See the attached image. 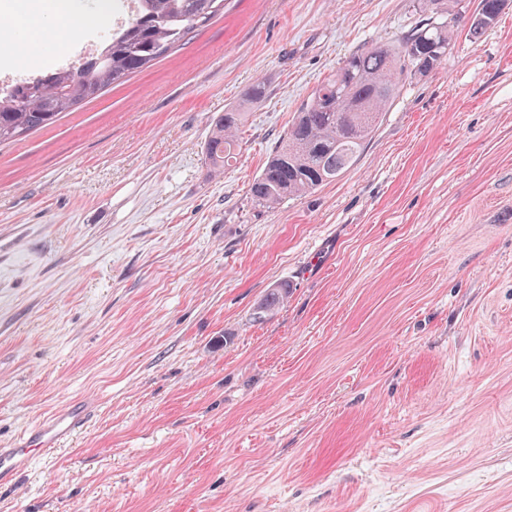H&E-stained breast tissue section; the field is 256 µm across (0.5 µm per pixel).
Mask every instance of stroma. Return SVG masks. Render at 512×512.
Masks as SVG:
<instances>
[{
  "mask_svg": "<svg viewBox=\"0 0 512 512\" xmlns=\"http://www.w3.org/2000/svg\"><path fill=\"white\" fill-rule=\"evenodd\" d=\"M419 2L226 0L0 145V446L97 405L0 484V512H512V0L475 38V0H453L446 61L342 177L274 209L249 194L312 90ZM33 35L0 82L96 30ZM231 107L241 151L217 176L204 143ZM288 288H291L288 282H278L274 284L268 290L262 302L256 307L254 318L256 320H263L273 315L288 299Z\"/></svg>",
  "mask_w": 512,
  "mask_h": 512,
  "instance_id": "obj_1",
  "label": "stroma"
}]
</instances>
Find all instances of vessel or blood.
Returning a JSON list of instances; mask_svg holds the SVG:
<instances>
[{
    "label": "vessel or blood",
    "instance_id": "1",
    "mask_svg": "<svg viewBox=\"0 0 512 512\" xmlns=\"http://www.w3.org/2000/svg\"><path fill=\"white\" fill-rule=\"evenodd\" d=\"M92 410V404L83 400L67 402L39 420L9 447L0 448V484L14 481L25 473L40 452L72 441L85 428Z\"/></svg>",
    "mask_w": 512,
    "mask_h": 512
}]
</instances>
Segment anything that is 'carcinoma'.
Listing matches in <instances>:
<instances>
[{
    "mask_svg": "<svg viewBox=\"0 0 512 512\" xmlns=\"http://www.w3.org/2000/svg\"><path fill=\"white\" fill-rule=\"evenodd\" d=\"M123 31L90 61L53 66L0 88V144L20 141L54 125L60 115L99 97L109 86L167 57L195 31L224 14V0H143ZM505 0H478L470 30L497 23ZM454 19L429 17L407 34L372 43L344 58L336 74L316 87L271 151L250 186L258 204L275 209L335 181L351 168L402 88L435 71L448 55ZM244 113L224 110L212 122L205 157L214 173L237 155ZM286 282L274 284L255 309L263 320L288 299Z\"/></svg>",
    "mask_w": 512,
    "mask_h": 512,
    "instance_id": "obj_1",
    "label": "carcinoma"
}]
</instances>
